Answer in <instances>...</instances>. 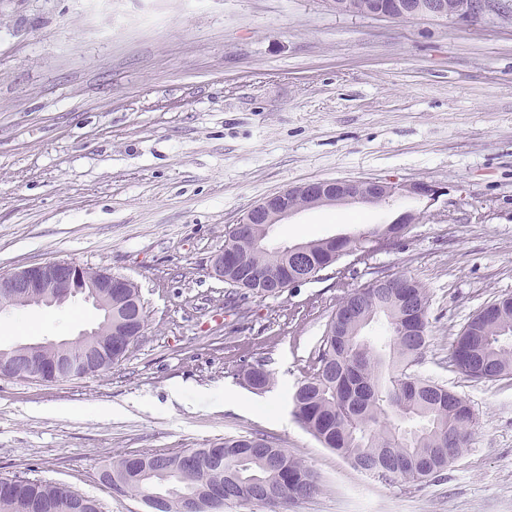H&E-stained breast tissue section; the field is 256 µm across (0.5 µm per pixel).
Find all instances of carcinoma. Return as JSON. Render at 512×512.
Here are the masks:
<instances>
[{
  "instance_id": "cac0c4a2",
  "label": "carcinoma",
  "mask_w": 512,
  "mask_h": 512,
  "mask_svg": "<svg viewBox=\"0 0 512 512\" xmlns=\"http://www.w3.org/2000/svg\"><path fill=\"white\" fill-rule=\"evenodd\" d=\"M263 224H237L225 236L224 260L238 258L250 276L224 266V282L255 294L271 290L268 276L288 278L295 268L288 251L252 247L265 235ZM309 268L336 264L341 246L323 238L305 243ZM428 298L417 282L402 288L353 289L331 315L317 356L304 370L293 396L300 425L323 447L336 451L355 468L390 482H422L443 475L462 456L476 424L467 402L412 371L428 339ZM377 317L389 336L378 347L363 336ZM146 316L122 322L112 316V330L140 334ZM452 358L465 376L493 381L512 376V295L482 308L456 337ZM245 385L262 393L273 385L263 367L243 371ZM196 468L183 470L182 452L131 451L116 457L107 470V486L122 496L163 500L166 512H186L190 499L207 486L224 488V499H256L285 506L321 491L318 476L273 437L251 432L197 448ZM0 512H98L93 500L74 491L21 477L15 494L0 496Z\"/></svg>"
}]
</instances>
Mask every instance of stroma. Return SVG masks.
I'll list each match as a JSON object with an SVG mask.
<instances>
[{
    "label": "stroma",
    "instance_id": "35a3bbf8",
    "mask_svg": "<svg viewBox=\"0 0 512 512\" xmlns=\"http://www.w3.org/2000/svg\"><path fill=\"white\" fill-rule=\"evenodd\" d=\"M368 178L443 192L274 225L278 248L416 216L395 245L282 292L215 275L225 233L266 197ZM57 261L131 279L148 326L100 375L0 377V476L145 512L100 483L113 457L262 431L323 483L288 512H512V378L475 381L452 362L468 320L512 294V18L373 19L328 0H0V272ZM379 273L425 288L414 371L476 415L440 480L375 478L292 413L332 312ZM99 321L80 300L8 308L0 346L71 340ZM249 365L273 375L269 391L244 384Z\"/></svg>",
    "mask_w": 512,
    "mask_h": 512
}]
</instances>
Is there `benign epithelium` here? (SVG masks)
<instances>
[{"label":"benign epithelium","instance_id":"benign-epithelium-1","mask_svg":"<svg viewBox=\"0 0 512 512\" xmlns=\"http://www.w3.org/2000/svg\"><path fill=\"white\" fill-rule=\"evenodd\" d=\"M333 7L341 13H357L381 19L392 17L387 8H356L343 0H335ZM396 7L413 19L448 21H478L504 12L502 0H476L473 7L466 11L455 10L451 0H403ZM439 194L440 187L427 182L356 179L309 181L257 203L246 213L242 223L266 224L271 227L289 218L301 211V208L289 204L291 197H304L308 200V207L314 208L326 205H379L389 202L395 196L426 197L433 201ZM133 286L134 283L126 277L64 261L21 266L0 273V296L8 298L12 306H60L79 296L94 307L106 311L109 336L112 335V292L120 293ZM99 335L101 331L95 327L77 337L87 346L86 355L80 359H73L63 353V349L71 344L69 340L47 339L16 345L14 349L24 354V357L7 360L0 358V376L40 379L43 372L48 370L62 379L94 376L100 370L95 344V337Z\"/></svg>","mask_w":512,"mask_h":512}]
</instances>
